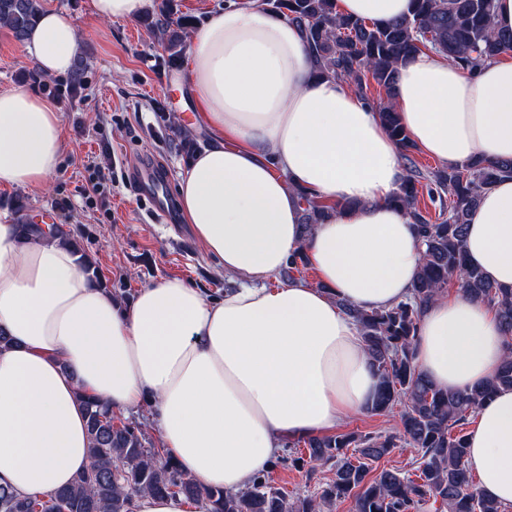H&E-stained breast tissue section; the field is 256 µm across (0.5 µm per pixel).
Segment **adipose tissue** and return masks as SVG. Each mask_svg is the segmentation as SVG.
<instances>
[{"label": "adipose tissue", "instance_id": "1", "mask_svg": "<svg viewBox=\"0 0 512 512\" xmlns=\"http://www.w3.org/2000/svg\"><path fill=\"white\" fill-rule=\"evenodd\" d=\"M412 0H336L375 21ZM25 43L47 76L80 53L69 15L48 8ZM181 80L208 134L179 175L178 207L218 271L236 279L207 299L180 278L128 304L95 285L59 235L0 221V484L49 494L90 465L80 395L114 410L153 401L168 456L196 482L230 492L268 471L285 444L331 433L378 388L347 307L407 297L420 244L393 201L406 172L376 112L345 83L313 73L298 29L256 0H230L190 36ZM393 108L411 141L449 167L512 160V51L469 73L422 51L399 69ZM55 102L0 91V185L46 190L64 153ZM333 206L305 230L298 190ZM303 252L320 284L271 286ZM470 265L512 288V177L470 213ZM495 310L444 293L418 324L416 361L440 387L490 378L506 353ZM466 465L480 492L512 505V389L476 412Z\"/></svg>", "mask_w": 512, "mask_h": 512}]
</instances>
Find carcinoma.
<instances>
[{
	"mask_svg": "<svg viewBox=\"0 0 512 512\" xmlns=\"http://www.w3.org/2000/svg\"><path fill=\"white\" fill-rule=\"evenodd\" d=\"M412 12L402 18L371 22L336 12V0H260V6L282 14L300 31L314 72L344 82L357 91L366 76L391 97L399 67L423 50L434 51L468 72L512 48V34L492 28L494 0H413ZM42 11L41 0H0V27L22 42ZM173 0L161 11L146 14L143 23L158 38L166 56L161 65L178 68L193 19L173 20ZM159 119L173 134L174 150L185 161L205 138L180 127L163 103L155 104ZM382 124L400 146L407 171L396 202L404 206L418 233L422 264L411 296L386 309L343 308L356 320L366 353L379 378L369 410L375 414L401 408L399 434L341 433L303 440L306 451H289L278 464L306 469L313 478L327 467L332 477L315 495L293 500L274 485L267 473L237 493L206 487L185 474L165 456L162 446L135 419L115 422L106 403L87 396L90 467L73 482L49 495L20 496L0 485V512H132L135 496L181 495L202 505L204 512H322L349 500L352 512H422L436 505L440 512H508V507L480 494L465 465V426L479 406L500 388H512V342L494 375L485 383L462 390L434 385L418 368L415 341L427 305L448 290L479 299L497 312L504 330L512 334V288H502L468 266L463 241L470 212L483 192L498 178L512 174V161L473 159L434 174L427 186L430 199L448 196V208L433 222L418 206L420 171L415 147L386 104L377 106ZM302 224L309 229L330 217L333 207L300 192ZM90 279L107 286L106 278L88 258L75 233L65 237ZM418 453L409 473L378 468L400 444Z\"/></svg>",
	"mask_w": 512,
	"mask_h": 512,
	"instance_id": "carcinoma-1",
	"label": "carcinoma"
}]
</instances>
